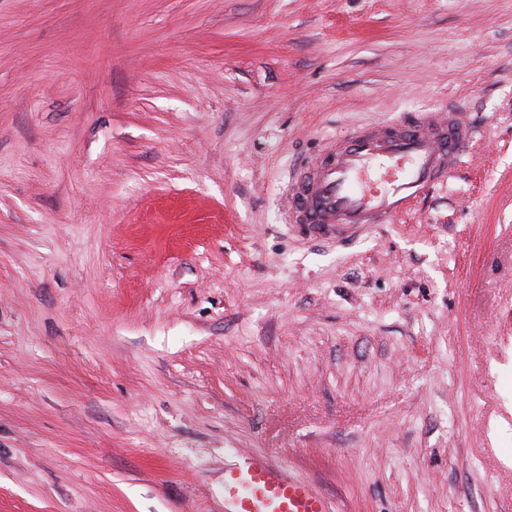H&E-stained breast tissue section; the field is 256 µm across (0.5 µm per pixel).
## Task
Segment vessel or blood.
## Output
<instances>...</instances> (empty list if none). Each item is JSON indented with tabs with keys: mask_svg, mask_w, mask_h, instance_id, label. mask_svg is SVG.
<instances>
[{
	"mask_svg": "<svg viewBox=\"0 0 512 512\" xmlns=\"http://www.w3.org/2000/svg\"><path fill=\"white\" fill-rule=\"evenodd\" d=\"M476 135L462 112L442 106L326 139L288 172L284 214L305 238L347 242L390 224L445 182ZM224 512H329L309 481L242 455L224 471Z\"/></svg>",
	"mask_w": 512,
	"mask_h": 512,
	"instance_id": "obj_1",
	"label": "vessel or blood"
}]
</instances>
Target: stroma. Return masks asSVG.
I'll list each match as a JSON object with an SVG mask.
<instances>
[{
    "instance_id": "obj_1",
    "label": "stroma",
    "mask_w": 512,
    "mask_h": 512,
    "mask_svg": "<svg viewBox=\"0 0 512 512\" xmlns=\"http://www.w3.org/2000/svg\"><path fill=\"white\" fill-rule=\"evenodd\" d=\"M456 105L448 182L353 243L289 163ZM512 512V0H0V512ZM224 512H329L309 481L262 457L242 455L224 470Z\"/></svg>"
}]
</instances>
